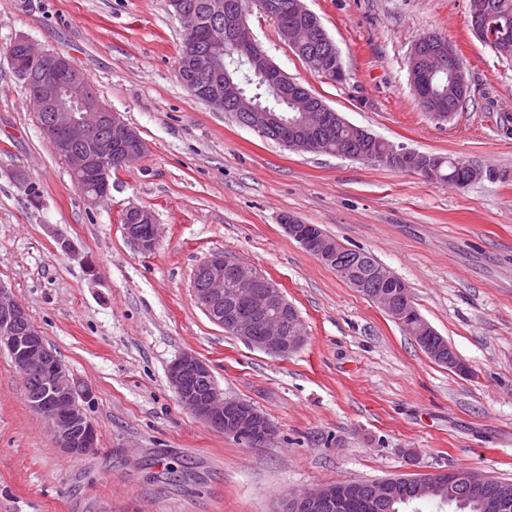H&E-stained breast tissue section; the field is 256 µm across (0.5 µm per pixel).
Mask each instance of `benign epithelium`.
<instances>
[{
  "label": "benign epithelium",
  "mask_w": 512,
  "mask_h": 512,
  "mask_svg": "<svg viewBox=\"0 0 512 512\" xmlns=\"http://www.w3.org/2000/svg\"><path fill=\"white\" fill-rule=\"evenodd\" d=\"M257 10L272 15L276 4L272 0H211L212 19L201 26L198 11L184 0L176 5V14L183 25L185 40L181 59L194 63L186 78L192 94L202 98L216 111L231 110L241 123L281 145L296 151L326 154L324 138L338 123L349 125L339 113L315 102L309 90L282 72L271 62L256 43L246 22L247 13ZM489 6L469 10L472 32L482 40L497 43V49L508 55L512 42L506 36L490 34ZM304 27L292 25L281 31L289 48L305 46L301 33ZM332 66L318 56L309 59L308 69L323 78L344 74L340 53L329 44ZM9 49H19L22 55L13 58L19 76L35 87L29 96V107L45 119L43 136L55 155L68 166L76 178L90 176L96 190L85 197L91 206L110 191L112 170L146 153L147 145L138 133L119 115L86 93L81 71L75 69L64 55L37 47L27 37L15 38ZM457 57L454 46L447 40L424 36L414 44L409 55V78L418 92L419 101L427 103L424 94L445 61ZM450 83L460 95H466L468 85L463 63L448 69ZM267 82L286 95L293 116L275 112L260 105L256 97L243 89V82L253 79ZM411 155L405 148H392L384 159L365 153L347 154L345 158L368 164L399 163ZM124 232L143 253L154 251L160 236V225L152 210L131 207L123 214ZM287 233L321 263L332 268L352 288L378 303L379 307L411 336L421 340L437 332L424 320L413 305L409 288L385 298L369 288L367 281L357 279L344 265L346 248L337 239L323 234L316 224H300L286 218ZM192 290L202 297V309L215 324L247 344L275 355L286 357L306 341L303 319L271 279L259 277L247 262L230 254H215L202 261L193 274ZM0 347L6 348L24 379L38 382L39 392L30 407L42 414L50 425L57 447L73 456H81L95 446L96 429L87 417L83 403L91 398L90 389L75 381L67 369L58 365L47 347L41 330L31 319L26 307L16 298L13 289L0 281ZM434 361L458 373L469 369L459 358L446 354V344L425 346ZM212 376L209 365L197 355L186 352L168 368L167 378L180 403L209 427L254 445L271 441L276 435L273 423L256 407L245 406L240 400L226 399L214 386L201 382ZM484 488L493 479L467 469L462 473L445 472L440 484L453 488L459 479ZM354 482L343 486L325 485L311 491L310 506L323 502L344 504L357 498ZM491 512H512V488L499 486L488 500Z\"/></svg>",
  "instance_id": "7a95c632"
}]
</instances>
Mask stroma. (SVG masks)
Listing matches in <instances>:
<instances>
[{
	"label": "stroma",
	"instance_id": "35a3bbf8",
	"mask_svg": "<svg viewBox=\"0 0 512 512\" xmlns=\"http://www.w3.org/2000/svg\"><path fill=\"white\" fill-rule=\"evenodd\" d=\"M336 43L343 82L310 72L272 19L247 23L262 50L349 123L480 170L465 187L286 149L182 85L184 29L169 0H0V280L93 395L97 442L69 457L0 348V512H276L287 495L342 481L471 468L512 482V58L468 26L469 0H305ZM434 33L462 57L452 119L419 105L413 44ZM69 57L147 143L88 205L51 151L7 48L18 36ZM150 208L152 253L122 215ZM318 225L409 286L421 316L471 369L434 362L383 310L282 226ZM70 242L61 250L58 241ZM230 253L276 281L306 324L278 357L213 323L191 288ZM191 352L224 398L274 424L252 446L178 400L170 364Z\"/></svg>",
	"mask_w": 512,
	"mask_h": 512
}]
</instances>
